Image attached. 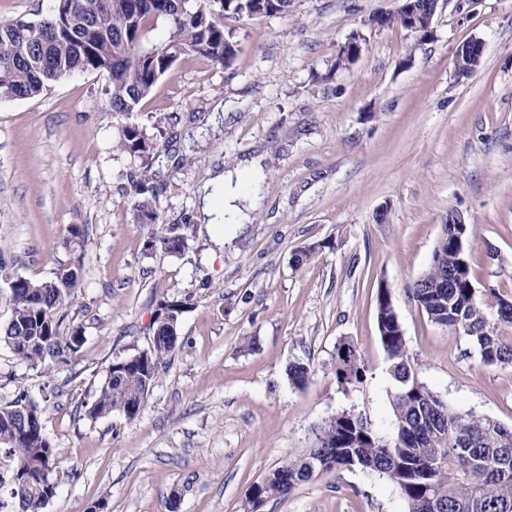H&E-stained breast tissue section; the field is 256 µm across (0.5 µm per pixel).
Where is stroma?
I'll list each match as a JSON object with an SVG mask.
<instances>
[{
  "label": "stroma",
  "mask_w": 512,
  "mask_h": 512,
  "mask_svg": "<svg viewBox=\"0 0 512 512\" xmlns=\"http://www.w3.org/2000/svg\"><path fill=\"white\" fill-rule=\"evenodd\" d=\"M397 0H292L287 13L225 19L226 66L181 57L134 119L160 156L151 171L183 252L148 251L132 218L139 162L116 147L107 79L76 73L42 95L0 100V255L42 281L69 265L85 225L81 286L63 311L84 338L53 372L0 345V404L37 403L59 463L45 512H243L255 483L307 448L344 410L393 430L377 294L388 285L418 378L463 413L512 426V366L488 365L467 337L413 300L449 211L474 244L477 290L512 299V0H439L433 36L372 27ZM359 37L361 53L338 65ZM480 38L471 74L455 48ZM239 171L249 221L214 243L202 196ZM384 221H377L378 213ZM316 257L295 266L298 250ZM188 300L179 340L135 419L86 415L113 360L148 350L161 300ZM253 348H245L246 340ZM353 343L363 384L333 371ZM309 366L294 385L291 363ZM386 478L339 470L267 500L260 512H405Z\"/></svg>",
  "instance_id": "35a3bbf8"
}]
</instances>
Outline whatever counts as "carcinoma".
<instances>
[{
    "label": "carcinoma",
    "instance_id": "cac0c4a2",
    "mask_svg": "<svg viewBox=\"0 0 512 512\" xmlns=\"http://www.w3.org/2000/svg\"><path fill=\"white\" fill-rule=\"evenodd\" d=\"M62 14L52 12L33 26L0 22V99L40 95L49 83L75 72L105 73L107 105L124 119L117 148L148 158L151 145L132 120L158 81L182 56L195 55L228 65L237 42L224 29V19L254 20L288 11L290 0H63ZM411 9L429 12L428 0H400L396 14ZM159 27L168 38L152 40ZM157 187L146 174L131 183L134 220L149 229L146 247L179 254L186 234L176 224L160 223L153 205ZM87 228L74 224L64 247L81 250ZM458 225L441 228L432 262L412 288V298L436 324L467 336L488 364L512 365V340L499 330L512 325V305L489 291L473 288L469 252L455 245ZM81 257L62 266L44 281L10 271L0 261V285L13 302L9 321L0 327V343L34 369L49 371L69 363L84 338L64 326L63 306L80 285ZM444 280L448 287L438 288ZM186 303L164 300L157 305L149 350L112 362L97 396L87 410L92 419L121 412L135 418L143 407L158 369L178 341ZM380 339L394 381V435L383 436L367 417L353 410L324 421L309 448L252 485L245 498L247 512L267 499L283 495L315 476L356 468L385 477L404 501L406 512H512V427L488 416L460 413L429 389L411 364L401 324L384 288H378ZM310 369L302 363L288 367V378L302 386ZM343 385L367 378L363 360L335 365ZM29 409L42 418L25 390L0 406V495L17 503L21 512H44L56 496L53 478L57 461L45 428L14 431L17 410Z\"/></svg>",
    "mask_w": 512,
    "mask_h": 512
}]
</instances>
